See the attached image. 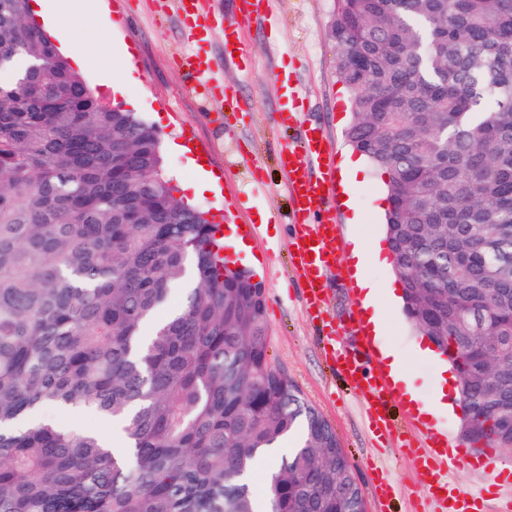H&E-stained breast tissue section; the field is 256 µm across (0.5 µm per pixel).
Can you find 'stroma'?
Returning a JSON list of instances; mask_svg holds the SVG:
<instances>
[{
	"mask_svg": "<svg viewBox=\"0 0 512 512\" xmlns=\"http://www.w3.org/2000/svg\"><path fill=\"white\" fill-rule=\"evenodd\" d=\"M98 17L67 25L70 41L88 52L80 73L103 102L112 95L104 84L109 70L131 53L135 114L156 128L161 140L191 141L188 153L163 152V166L174 183L191 174L192 162L205 160L207 169L222 176L218 195L188 196V203L208 211L216 224L241 222L256 227L249 249L238 251V265L250 269L264 289L271 365L284 371L306 400L333 427L355 469L366 512H415L423 498L422 475L414 460L401 452L399 441L375 437L369 425L364 391L350 386L334 365L336 356L360 352L362 342L349 332L359 313L362 294L349 271L355 241L385 236L386 176L367 165L351 185L358 205H336L340 264L325 279L324 311H307L306 284L293 271L288 245L292 227L281 216L290 209L280 168L282 143L300 128H323L337 158L350 149L345 131L351 121L349 94L337 73L338 49L329 37L333 0H265L239 35L246 59L224 54V25L237 18L238 0H205L210 29L207 41L196 42L171 0H94ZM203 53L225 94L236 103L232 111L206 105L199 80L185 68L187 57ZM287 78L299 94L288 105L278 78ZM296 112L297 127H281L275 115ZM367 274L380 296L385 325L374 342L367 365L380 366L378 352L396 350L404 359L408 380L421 399L433 397L440 384L438 363L417 350L422 335L402 307L388 300L399 279L392 263L370 262ZM490 470L465 466L451 470L449 481L479 494L497 482V498L483 501V512H507L512 505V456L497 453ZM385 466L395 481L393 497L373 495L369 465Z\"/></svg>",
	"mask_w": 512,
	"mask_h": 512,
	"instance_id": "35a3bbf8",
	"label": "stroma"
}]
</instances>
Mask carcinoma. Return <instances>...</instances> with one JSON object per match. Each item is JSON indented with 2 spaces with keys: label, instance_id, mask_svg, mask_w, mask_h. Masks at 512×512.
I'll list each match as a JSON object with an SVG mask.
<instances>
[{
  "label": "carcinoma",
  "instance_id": "carcinoma-1",
  "mask_svg": "<svg viewBox=\"0 0 512 512\" xmlns=\"http://www.w3.org/2000/svg\"><path fill=\"white\" fill-rule=\"evenodd\" d=\"M32 0H0V512H357L334 429L271 366L265 303L177 199L156 130L97 99ZM352 147L387 175L409 319L512 413V0H335ZM182 307L152 322L186 279ZM122 418L102 435L47 405ZM263 494L250 475L284 438Z\"/></svg>",
  "mask_w": 512,
  "mask_h": 512
}]
</instances>
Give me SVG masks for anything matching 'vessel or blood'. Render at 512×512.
Masks as SVG:
<instances>
[{
	"label": "vessel or blood",
	"instance_id": "1",
	"mask_svg": "<svg viewBox=\"0 0 512 512\" xmlns=\"http://www.w3.org/2000/svg\"><path fill=\"white\" fill-rule=\"evenodd\" d=\"M279 157L291 199L290 221L296 227L290 242L291 256L296 271L308 285L307 306L317 312L322 307L325 274L336 268L340 255L332 214L338 195L335 157L326 134L317 127L304 129L299 140L282 145ZM339 369L369 393L370 426L374 433L386 434L390 423L385 410L394 393L387 377L368 370L365 358L356 353L345 355ZM404 451L425 475V492L437 512H477L478 496L448 483V472L463 467L466 458L449 448L447 438L430 434L423 447L409 444Z\"/></svg>",
	"mask_w": 512,
	"mask_h": 512
}]
</instances>
